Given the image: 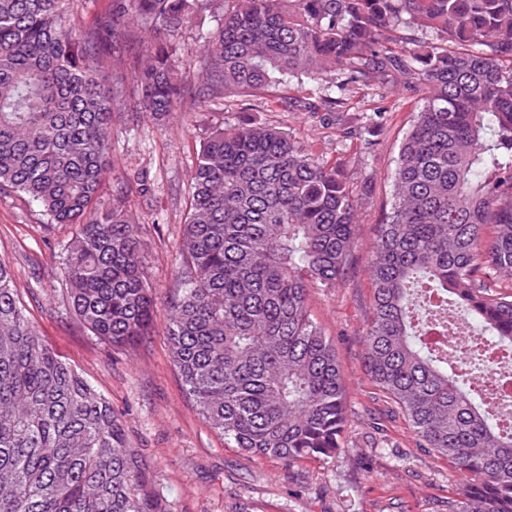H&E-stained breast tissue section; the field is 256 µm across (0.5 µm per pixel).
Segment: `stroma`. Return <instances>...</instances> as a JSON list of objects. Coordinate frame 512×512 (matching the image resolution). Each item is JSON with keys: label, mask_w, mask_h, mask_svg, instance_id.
I'll return each mask as SVG.
<instances>
[{"label": "stroma", "mask_w": 512, "mask_h": 512, "mask_svg": "<svg viewBox=\"0 0 512 512\" xmlns=\"http://www.w3.org/2000/svg\"><path fill=\"white\" fill-rule=\"evenodd\" d=\"M267 98L177 113L138 132L112 122L110 184L144 182L133 196L135 231L159 298L150 336L131 349L93 336L66 300L61 263L73 229L48 223L40 208L0 190V261L11 267L39 335L93 388L108 398L127 439L147 464L164 512H448L453 478L446 460L418 448L401 413L364 374L363 336L371 315L366 268L375 230L392 201V174L419 109L396 97L397 109L364 139L343 140L318 112H287ZM282 128L327 161H341L355 185L370 192L356 227L353 259L343 282L315 288L313 320L334 341L351 420L335 457L285 467L248 457L211 429L187 398L164 336L165 301L178 288L176 257L186 217L188 179L212 127L242 119Z\"/></svg>", "instance_id": "stroma-1"}]
</instances>
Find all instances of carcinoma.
Wrapping results in <instances>:
<instances>
[{"label":"carcinoma","instance_id":"1","mask_svg":"<svg viewBox=\"0 0 512 512\" xmlns=\"http://www.w3.org/2000/svg\"><path fill=\"white\" fill-rule=\"evenodd\" d=\"M223 21L183 40L193 18ZM80 0H0V189L74 228L63 276L94 335L133 346L157 296L134 233L130 182L108 188L112 115L133 131L254 97L291 80L288 112L333 114L397 92L421 102L368 261L366 375L418 446L459 480L448 512H512V430L472 389L512 344V0H112L85 25ZM195 57L189 73L183 58ZM366 193L288 132L220 127L191 172L166 336L202 418L252 458L284 465L344 447L336 346L310 288L343 281ZM483 349L433 348L445 311ZM0 512H163L110 402L39 336L0 261Z\"/></svg>","mask_w":512,"mask_h":512}]
</instances>
